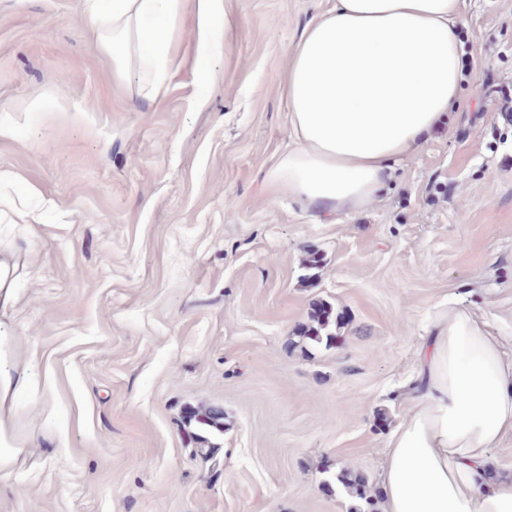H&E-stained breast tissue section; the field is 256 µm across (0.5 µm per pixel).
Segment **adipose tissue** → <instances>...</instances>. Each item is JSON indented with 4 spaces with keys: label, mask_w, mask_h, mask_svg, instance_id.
Returning a JSON list of instances; mask_svg holds the SVG:
<instances>
[{
    "label": "adipose tissue",
    "mask_w": 512,
    "mask_h": 512,
    "mask_svg": "<svg viewBox=\"0 0 512 512\" xmlns=\"http://www.w3.org/2000/svg\"><path fill=\"white\" fill-rule=\"evenodd\" d=\"M92 0L95 49L112 77L138 70L137 95L161 104L185 17L193 64L223 52L235 26L224 0ZM462 0H334L288 52L290 142L262 174L317 216L362 213L393 165L420 148L459 100ZM512 436V353L473 310L439 305L421 345L412 406L391 431L383 512H512V472L489 452Z\"/></svg>",
    "instance_id": "1"
}]
</instances>
